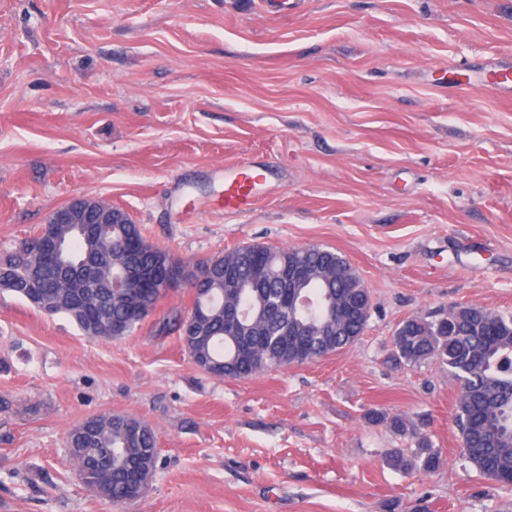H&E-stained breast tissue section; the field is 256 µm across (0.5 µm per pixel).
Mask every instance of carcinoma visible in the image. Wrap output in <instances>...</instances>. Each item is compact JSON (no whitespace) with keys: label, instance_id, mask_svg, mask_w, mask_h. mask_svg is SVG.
Instances as JSON below:
<instances>
[{"label":"carcinoma","instance_id":"carcinoma-1","mask_svg":"<svg viewBox=\"0 0 512 512\" xmlns=\"http://www.w3.org/2000/svg\"><path fill=\"white\" fill-rule=\"evenodd\" d=\"M60 239V263L75 264L89 253L109 261L112 269L133 266L139 279L116 291H88L90 284L45 266L36 277L30 272L42 244L52 232ZM166 250L151 244L137 224H44L33 235L0 255V289L27 300L29 288L54 306L53 315L67 317L87 336L103 340L128 335L157 307V284L148 280L159 256ZM295 258L311 267L316 279L307 293L312 304L297 312L293 326L312 362L356 342L368 321L359 316L372 305L369 291L350 278H338L330 264L349 262L338 252L318 246L280 248L246 246L222 256L202 260L204 281L192 290L190 316L166 322L164 328L178 334L192 362L218 378L243 379L283 368L292 362L294 349L282 342L288 319L278 300L279 270L284 260ZM236 265L242 279L241 299L249 308L240 334L224 329V261ZM397 364L420 365L435 361L460 382L455 405V423L466 458L480 472L501 482L512 476V315L479 305H454L434 319L413 316L404 320L392 336ZM369 421L385 423L394 432L411 435V454L396 453L388 465L399 471L430 474L442 465L427 433L409 424L400 414L374 411ZM97 448H112V469L103 472L89 465L78 450L77 434L66 438L68 456L82 482L112 505L123 508L130 497L126 465L139 460L154 466L157 438L153 429L135 416L104 413L95 417Z\"/></svg>","mask_w":512,"mask_h":512}]
</instances>
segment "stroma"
<instances>
[{"label": "stroma", "instance_id": "stroma-1", "mask_svg": "<svg viewBox=\"0 0 512 512\" xmlns=\"http://www.w3.org/2000/svg\"><path fill=\"white\" fill-rule=\"evenodd\" d=\"M295 2L0 0V252L84 196L186 262L331 248L373 302L337 353L229 379L160 330L188 289L112 341L0 290V512H119L65 447L106 412L157 437L133 512H512L461 452L458 382L391 361L409 317L512 314V94L447 85L451 66L512 62V0ZM245 164L267 180L224 211ZM374 410L424 427L440 469L390 467L411 439Z\"/></svg>", "mask_w": 512, "mask_h": 512}]
</instances>
